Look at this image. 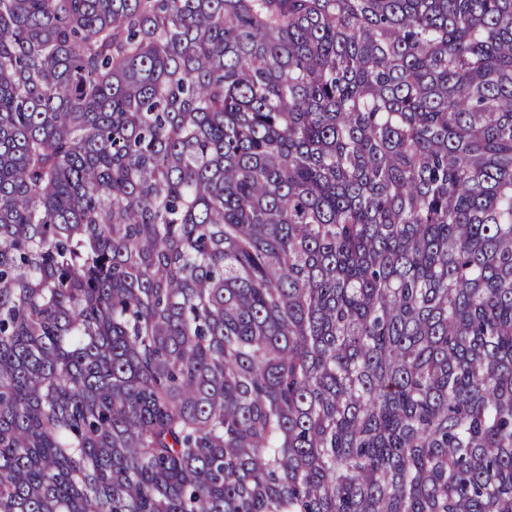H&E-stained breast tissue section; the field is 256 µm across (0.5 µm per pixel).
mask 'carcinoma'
Listing matches in <instances>:
<instances>
[{
    "instance_id": "cac0c4a2",
    "label": "carcinoma",
    "mask_w": 512,
    "mask_h": 512,
    "mask_svg": "<svg viewBox=\"0 0 512 512\" xmlns=\"http://www.w3.org/2000/svg\"><path fill=\"white\" fill-rule=\"evenodd\" d=\"M0 512H512V0H0Z\"/></svg>"
}]
</instances>
